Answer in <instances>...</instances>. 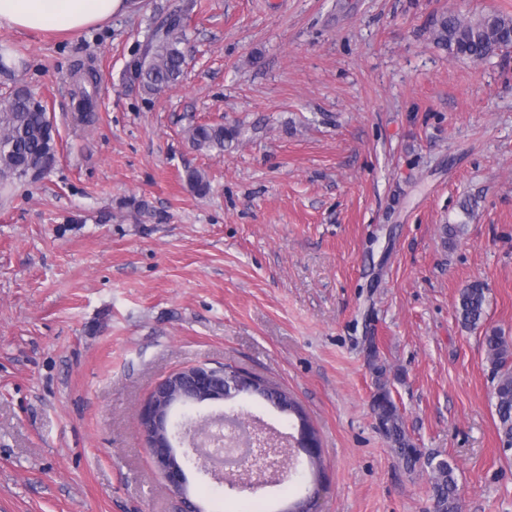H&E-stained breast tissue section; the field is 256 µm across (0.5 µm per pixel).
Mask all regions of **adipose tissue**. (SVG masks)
<instances>
[{"mask_svg": "<svg viewBox=\"0 0 512 512\" xmlns=\"http://www.w3.org/2000/svg\"><path fill=\"white\" fill-rule=\"evenodd\" d=\"M131 0H0V26L78 33L127 12Z\"/></svg>", "mask_w": 512, "mask_h": 512, "instance_id": "obj_1", "label": "adipose tissue"}]
</instances>
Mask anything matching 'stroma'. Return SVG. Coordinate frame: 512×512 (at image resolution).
Listing matches in <instances>:
<instances>
[{
    "mask_svg": "<svg viewBox=\"0 0 512 512\" xmlns=\"http://www.w3.org/2000/svg\"><path fill=\"white\" fill-rule=\"evenodd\" d=\"M176 2L78 34L0 27V99L26 86L59 132L50 172L0 187V512H182L138 414L202 363L288 392L323 471L298 452L281 482L232 489L189 469L205 512L310 493L315 512H436L433 456L457 512H512L483 345L512 338V51L475 62L429 32L512 0H196L182 81L143 95L126 66ZM79 61L100 77L90 126ZM220 122L242 130L223 153L190 147V125ZM474 281L486 315L467 329ZM382 388L415 466L378 424ZM196 411L295 421L245 396ZM486 292L483 283L474 281L462 289L457 309L458 317L465 328H477L486 314ZM434 458L428 459V465L434 473V495L438 512L457 510V485L450 463L439 460L433 465Z\"/></svg>",
    "mask_w": 512,
    "mask_h": 512,
    "instance_id": "1",
    "label": "stroma"
}]
</instances>
